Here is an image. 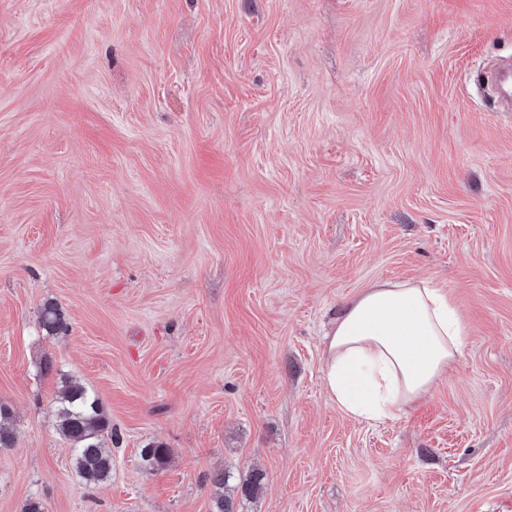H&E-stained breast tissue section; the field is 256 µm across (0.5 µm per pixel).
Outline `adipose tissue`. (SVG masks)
Returning a JSON list of instances; mask_svg holds the SVG:
<instances>
[{
	"label": "adipose tissue",
	"mask_w": 512,
	"mask_h": 512,
	"mask_svg": "<svg viewBox=\"0 0 512 512\" xmlns=\"http://www.w3.org/2000/svg\"><path fill=\"white\" fill-rule=\"evenodd\" d=\"M468 336L456 306L433 281L379 282L337 316L324 384L349 415L382 421L424 397Z\"/></svg>",
	"instance_id": "adipose-tissue-1"
}]
</instances>
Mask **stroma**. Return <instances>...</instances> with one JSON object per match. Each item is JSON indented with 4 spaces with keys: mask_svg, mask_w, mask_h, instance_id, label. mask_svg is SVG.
Wrapping results in <instances>:
<instances>
[{
    "mask_svg": "<svg viewBox=\"0 0 512 512\" xmlns=\"http://www.w3.org/2000/svg\"><path fill=\"white\" fill-rule=\"evenodd\" d=\"M504 61L512 0H0V512H212L219 472L235 512H512V112L478 85ZM422 279L462 355L348 415L326 331ZM68 377L117 434L101 487ZM40 328L49 336L59 335L68 330V325L63 319L57 306L53 303H45L40 316ZM58 431L74 452V467L86 484L99 487L112 478V426L97 394L70 378L62 382L57 397Z\"/></svg>",
    "mask_w": 512,
    "mask_h": 512,
    "instance_id": "1",
    "label": "stroma"
}]
</instances>
